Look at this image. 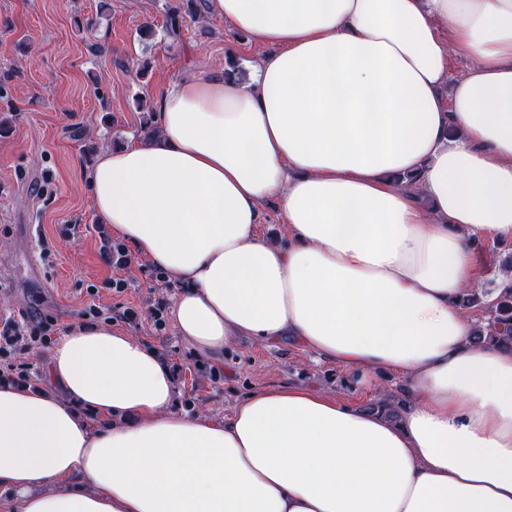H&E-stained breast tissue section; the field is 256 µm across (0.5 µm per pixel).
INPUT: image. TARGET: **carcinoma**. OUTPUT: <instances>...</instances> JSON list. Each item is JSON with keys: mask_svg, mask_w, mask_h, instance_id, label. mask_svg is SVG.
Listing matches in <instances>:
<instances>
[{"mask_svg": "<svg viewBox=\"0 0 512 512\" xmlns=\"http://www.w3.org/2000/svg\"><path fill=\"white\" fill-rule=\"evenodd\" d=\"M208 6V0H166L165 31L172 36H179L185 17L200 19ZM461 306L477 309L480 320L472 328L471 343L475 346L502 344L512 347V284L500 283L495 297L484 299V295L466 290L461 298Z\"/></svg>", "mask_w": 512, "mask_h": 512, "instance_id": "obj_1", "label": "carcinoma"}]
</instances>
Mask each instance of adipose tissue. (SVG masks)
<instances>
[{
	"instance_id": "adipose-tissue-1",
	"label": "adipose tissue",
	"mask_w": 512,
	"mask_h": 512,
	"mask_svg": "<svg viewBox=\"0 0 512 512\" xmlns=\"http://www.w3.org/2000/svg\"><path fill=\"white\" fill-rule=\"evenodd\" d=\"M209 10L269 53L245 81L199 63L169 82L154 136L96 159L95 214L176 287L208 365L292 337L403 372L411 402L394 421L290 386L189 415L157 349L79 323L53 391L0 383V512H512V352L472 346L460 305L481 246L512 242V0ZM261 229L268 241L273 243L283 242V224L278 218V202L271 201L264 206V222Z\"/></svg>"
}]
</instances>
